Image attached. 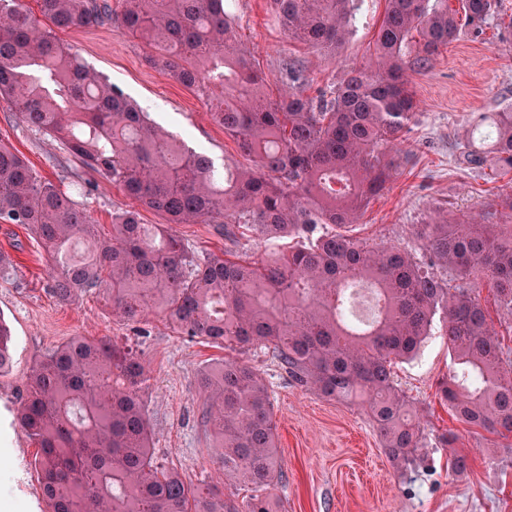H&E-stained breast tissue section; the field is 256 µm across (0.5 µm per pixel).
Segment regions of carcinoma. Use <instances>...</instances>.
<instances>
[{"label":"carcinoma","mask_w":512,"mask_h":512,"mask_svg":"<svg viewBox=\"0 0 512 512\" xmlns=\"http://www.w3.org/2000/svg\"><path fill=\"white\" fill-rule=\"evenodd\" d=\"M0 0V97L23 125L60 142L125 195L159 214H112V236L70 194L0 143V223L23 224L50 255L48 293L69 303L104 290L127 325L163 314L184 335L215 347L271 354L298 386L338 402L362 400L392 462L422 447L411 403L394 378L441 322L451 366L442 402L471 429L512 433V359L470 285L485 275L512 309V193L477 214L418 225L424 268L399 245L370 247L347 234L401 166L396 149L417 112L411 76L427 72L465 29L478 30L496 0H387L374 62L347 68L329 92L310 94L302 69L286 68L277 102L251 52L238 44L224 0ZM287 35L341 46L353 0H269ZM117 20L151 48L149 61L207 105L248 166L231 170L151 123L55 30ZM469 172H512V108L482 112L457 144ZM173 224H213L235 240L248 230L302 244L265 262L199 256ZM439 267L452 278L439 276ZM351 278L373 282L381 315L365 328L344 314ZM0 319V373L11 364ZM147 374L132 347L76 336L38 358L18 421L37 445L35 463L50 512H281L270 490L286 480L264 378L226 360L199 374L201 420L223 441L224 474L252 489L237 505L192 487L157 462L145 411Z\"/></svg>","instance_id":"cac0c4a2"}]
</instances>
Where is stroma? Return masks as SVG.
I'll return each instance as SVG.
<instances>
[{
    "label": "stroma",
    "mask_w": 512,
    "mask_h": 512,
    "mask_svg": "<svg viewBox=\"0 0 512 512\" xmlns=\"http://www.w3.org/2000/svg\"><path fill=\"white\" fill-rule=\"evenodd\" d=\"M385 0H355V19L345 43L327 53L288 38L267 0H228L226 11L239 41L251 49L278 97L282 69L299 63L314 86L329 88L352 64L368 62L385 12ZM86 63L135 100L158 126L183 136L216 164L244 165L236 144L211 119L203 97L147 63L149 49L118 25L97 24L60 32ZM418 121L399 149L403 164L356 224L352 237L372 246L398 244L418 261L427 254L416 236L418 225L445 212L455 216L478 210L503 191L512 178L494 181L458 169L453 148L464 140L474 116L512 104V0L481 35L467 34L449 44L429 71L411 77ZM0 142L17 150L38 174L89 210L101 235L112 215L133 208L121 188L106 181L48 136L20 124L13 108L0 100ZM174 232L198 254L234 260L264 258L253 233L229 241L209 224H177ZM0 254L15 271L0 279V318L12 335L13 365L0 374V505L9 512H48L35 467L37 447L17 423L30 369L36 359L75 336L106 338L131 345L148 372L146 413L158 463L178 471L191 485L208 484L242 500L249 487L225 477L212 426L202 423L205 401L198 387L201 369L224 359L242 358L265 379L277 425L279 455L286 482L274 488L285 512H512V434L497 436L465 429L437 395L448 374V339L430 336L420 354L398 366L401 387L411 397L425 437L415 470L392 463L364 409L322 398L293 384L264 350L247 354L182 335L154 314L147 335L112 316L104 291L62 304L49 295L47 256L36 237L19 224H0ZM453 432L456 451L468 469L448 468L441 434Z\"/></svg>",
    "instance_id": "1"
}]
</instances>
